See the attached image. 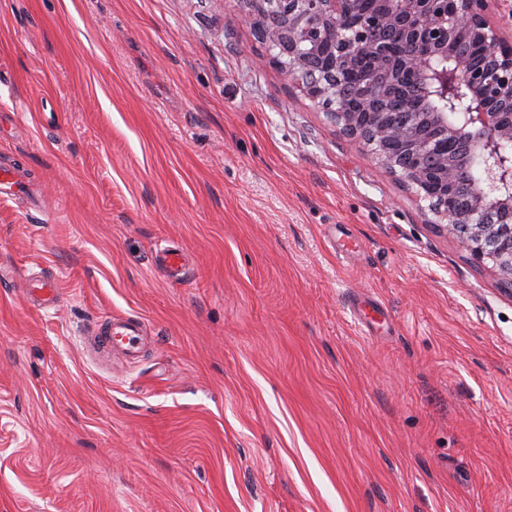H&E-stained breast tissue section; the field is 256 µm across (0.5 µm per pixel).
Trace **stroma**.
I'll return each mask as SVG.
<instances>
[{
	"label": "stroma",
	"mask_w": 512,
	"mask_h": 512,
	"mask_svg": "<svg viewBox=\"0 0 512 512\" xmlns=\"http://www.w3.org/2000/svg\"><path fill=\"white\" fill-rule=\"evenodd\" d=\"M253 22L0 0V512H512V296ZM145 329V322L137 316H109L91 336L84 338V349L89 356L101 362H107L112 351L121 353L127 361H136L144 346Z\"/></svg>",
	"instance_id": "1"
}]
</instances>
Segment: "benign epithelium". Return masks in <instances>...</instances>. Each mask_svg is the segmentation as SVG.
<instances>
[{"label": "benign epithelium", "instance_id": "obj_1", "mask_svg": "<svg viewBox=\"0 0 512 512\" xmlns=\"http://www.w3.org/2000/svg\"><path fill=\"white\" fill-rule=\"evenodd\" d=\"M258 38L278 49L272 62L285 79L300 81L310 100L340 131L361 141L379 167L439 198L437 214L473 258L512 286V46L487 19L488 0H248ZM379 28L399 29L414 51L401 68L426 105L398 120L388 112H353L338 93L350 59L378 61L390 49L374 38ZM470 33L488 66L468 71L456 39ZM483 176L468 181V208L452 195L473 157Z\"/></svg>", "mask_w": 512, "mask_h": 512}]
</instances>
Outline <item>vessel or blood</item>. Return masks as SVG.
Listing matches in <instances>:
<instances>
[{"instance_id":"b4317fda","label":"vessel or blood","mask_w":512,"mask_h":512,"mask_svg":"<svg viewBox=\"0 0 512 512\" xmlns=\"http://www.w3.org/2000/svg\"><path fill=\"white\" fill-rule=\"evenodd\" d=\"M145 322L136 316L109 317L83 341L86 353L99 361H108L113 353H121L127 361L140 357L145 340Z\"/></svg>"}]
</instances>
